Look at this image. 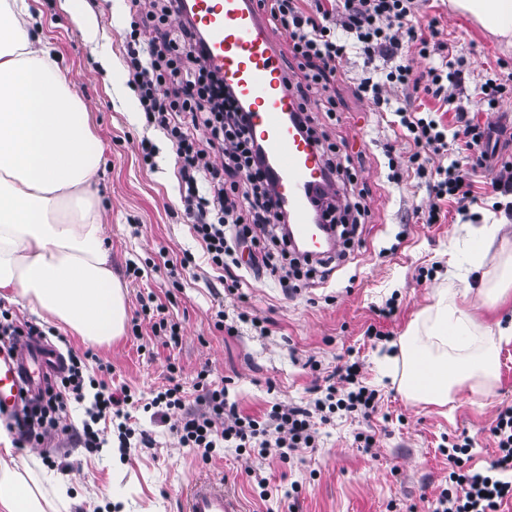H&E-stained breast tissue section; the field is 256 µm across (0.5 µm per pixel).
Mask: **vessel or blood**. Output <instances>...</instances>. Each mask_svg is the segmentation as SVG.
Listing matches in <instances>:
<instances>
[{
  "label": "vessel or blood",
  "mask_w": 512,
  "mask_h": 512,
  "mask_svg": "<svg viewBox=\"0 0 512 512\" xmlns=\"http://www.w3.org/2000/svg\"><path fill=\"white\" fill-rule=\"evenodd\" d=\"M196 30L207 37L211 66L238 94L248 129L269 160V172L286 206L295 236L315 258L330 253L316 233L310 195L322 180L323 162L291 119L296 102L282 86L283 57L273 45L254 0H183ZM61 366L56 353L27 341L0 344V417L13 415ZM184 512H239L223 483L201 480L187 492Z\"/></svg>",
  "instance_id": "b4317fda"
}]
</instances>
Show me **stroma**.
Listing matches in <instances>:
<instances>
[{
    "label": "stroma",
    "instance_id": "35a3bbf8",
    "mask_svg": "<svg viewBox=\"0 0 512 512\" xmlns=\"http://www.w3.org/2000/svg\"><path fill=\"white\" fill-rule=\"evenodd\" d=\"M29 3L32 33L50 42L99 142L101 164L92 186L98 220L112 271L124 288L127 320L139 325L109 344L90 346L70 333L67 344L110 363L111 384L127 386L144 399L165 384L173 364L180 369L188 400H195L196 374L209 367L212 379L227 386L229 400L249 415L276 403L305 404L314 385L353 356L362 364L365 384L377 390L381 410L367 421L348 416L321 427L317 447L298 449L286 465L221 448L211 461L202 462L177 444L168 424L140 410L133 416L152 438L151 447L96 452L69 442L55 449L59 464L52 468L44 464L41 449L18 447L16 462L65 484L69 512H117L112 503L116 493L127 512H183L187 490L201 476L223 479L242 512H409L445 488L448 460L441 449L447 443L470 438L471 465L477 470L488 466L497 454L494 421L512 406V342L499 347L492 391L466 383L447 405L436 406L404 398L398 380L378 361L384 341L367 337L366 330L373 326L399 339L442 295L469 314L473 336L511 320L512 289L493 308L476 306L474 299L502 284L503 263L512 260V217L485 209L474 221L450 216L440 224L422 223L416 207L426 200L425 186L413 178L401 186L387 180L383 147L398 141L399 129L352 93L356 79L367 74L362 58L350 55L345 78L336 82L335 118L316 115L342 153L361 164L359 180L369 190L366 204L372 214L361 247L324 282L295 294H282L273 279L249 277L237 295L228 296L183 213L171 145L147 126L129 85L123 61L129 0H82L84 12L96 19L92 29L75 21L66 0ZM431 4L476 80L512 79V44L452 8L450 0ZM145 137L159 149L154 170L140 155ZM482 232L489 242L477 263L472 236ZM186 251L197 261L189 271L180 267ZM162 256L170 268L159 272L153 264ZM135 267L140 277L132 276ZM150 297L180 323L178 346L152 341L149 322L139 320L141 302ZM389 300L396 307L394 316L379 317V308ZM243 310L268 319V333L239 322ZM219 319L226 327L234 325V333L218 329ZM369 430L376 433L377 447L358 448L355 434ZM261 478L270 492L265 499L259 496ZM294 483L298 493L285 497Z\"/></svg>",
    "mask_w": 512,
    "mask_h": 512
}]
</instances>
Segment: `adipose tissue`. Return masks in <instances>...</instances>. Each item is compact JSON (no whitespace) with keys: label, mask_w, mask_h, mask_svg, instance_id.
<instances>
[{"label":"adipose tissue","mask_w":512,"mask_h":512,"mask_svg":"<svg viewBox=\"0 0 512 512\" xmlns=\"http://www.w3.org/2000/svg\"><path fill=\"white\" fill-rule=\"evenodd\" d=\"M493 33L512 35V0H454ZM28 0H0V297L21 302L91 344L111 342L126 323L123 287L108 261L103 226L86 187L99 151L85 105L31 35ZM512 324L487 328L481 354L461 356L470 321L440 296L399 348L400 389L413 402L447 404L474 378L495 381L501 339ZM12 437L0 429V512H66L63 484L44 488L29 468L9 465Z\"/></svg>","instance_id":"obj_1"}]
</instances>
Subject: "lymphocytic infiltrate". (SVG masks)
Returning <instances> with one entry per match:
<instances>
[{
	"instance_id": "1",
	"label": "lymphocytic infiltrate",
	"mask_w": 512,
	"mask_h": 512,
	"mask_svg": "<svg viewBox=\"0 0 512 512\" xmlns=\"http://www.w3.org/2000/svg\"><path fill=\"white\" fill-rule=\"evenodd\" d=\"M137 16L124 41V59L147 125L161 130L177 157L176 177L190 228L200 242L211 269L224 284L226 295H236L241 281L236 269L241 246L254 250L252 273L275 274L284 288L327 268L322 259L299 252L285 235L267 233L271 224L287 223L260 149L250 136L246 117L235 91L208 61L204 44L190 21L181 15L180 0H131ZM295 61L285 89L296 92L299 110L295 119L301 132L320 153L329 186L316 192L313 206L328 224L344 260L359 239L358 230L368 223L370 210L363 203L357 170L337 159V145L317 130L311 106L332 115L336 112V79L345 75L349 51L364 64L375 58L389 61L380 77H365L354 85L355 94L373 102L378 111L392 115L401 131L402 148L386 149L389 180L400 183L414 178L424 183L428 202L420 213L424 223H441L444 204L451 203L462 218L483 206L472 178L487 167L483 148L487 128L477 122L470 102L461 91L466 74L456 68L454 43L445 39L438 18L421 21L425 0H257ZM440 65H431L432 55ZM427 60L425 69L415 59ZM426 97L436 109L412 110L393 106L397 97ZM454 115L444 126L437 111ZM204 129L206 139L195 138ZM88 353H68V369L54 380L36 406H25L13 416L12 428L19 446L41 445L66 435L61 419L73 401L90 400L88 418L77 439L84 447L105 444L101 421L118 418V441L126 448L135 431L127 418L135 400L126 388L108 385L112 366L100 364L102 379L86 380ZM201 368L194 386L195 408H188L178 381L158 390L144 404V411L159 418L181 411L170 431L180 447L192 449L202 460L215 449L256 451L259 456L290 459L301 448L316 447L319 425L336 416L359 414L370 418L378 410L377 390L364 385L360 362L348 361L326 378L324 397L313 405H272L261 416L240 414L229 402L224 386L209 379ZM498 454L488 467H467L468 443L447 448L448 485L423 512H498L512 499V407L501 410L491 429Z\"/></svg>"
}]
</instances>
